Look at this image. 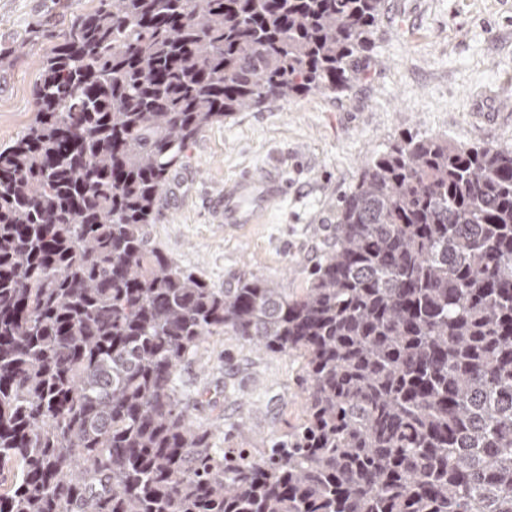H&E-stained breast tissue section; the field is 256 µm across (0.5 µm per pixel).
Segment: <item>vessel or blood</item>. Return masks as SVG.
I'll use <instances>...</instances> for the list:
<instances>
[{
    "mask_svg": "<svg viewBox=\"0 0 512 512\" xmlns=\"http://www.w3.org/2000/svg\"><path fill=\"white\" fill-rule=\"evenodd\" d=\"M284 194L285 183L279 176L258 177L245 172L217 197L211 216L215 222L233 228L256 224Z\"/></svg>",
    "mask_w": 512,
    "mask_h": 512,
    "instance_id": "vessel-or-blood-1",
    "label": "vessel or blood"
}]
</instances>
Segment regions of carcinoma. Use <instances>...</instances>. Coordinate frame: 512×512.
Here are the masks:
<instances>
[{
	"label": "carcinoma",
	"mask_w": 512,
	"mask_h": 512,
	"mask_svg": "<svg viewBox=\"0 0 512 512\" xmlns=\"http://www.w3.org/2000/svg\"><path fill=\"white\" fill-rule=\"evenodd\" d=\"M385 0H98L0 148V512H512V147L366 160L305 288L148 236L187 147L366 75ZM304 359V417L217 448L213 336Z\"/></svg>",
	"instance_id": "carcinoma-1"
}]
</instances>
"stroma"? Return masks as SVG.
Wrapping results in <instances>:
<instances>
[{"label": "stroma", "mask_w": 512, "mask_h": 512, "mask_svg": "<svg viewBox=\"0 0 512 512\" xmlns=\"http://www.w3.org/2000/svg\"><path fill=\"white\" fill-rule=\"evenodd\" d=\"M96 4L0 0V146L28 128L43 61ZM373 54L366 78L340 95L311 93L204 129L148 227L152 242L212 287L253 273L295 291L364 159L409 132L512 146V0H386ZM245 171L281 176L287 195L263 223H214V198ZM301 379L300 358L227 334L198 350L178 384L210 389L217 406L199 418L212 424L217 447L259 448L301 422Z\"/></svg>", "instance_id": "obj_1"}]
</instances>
